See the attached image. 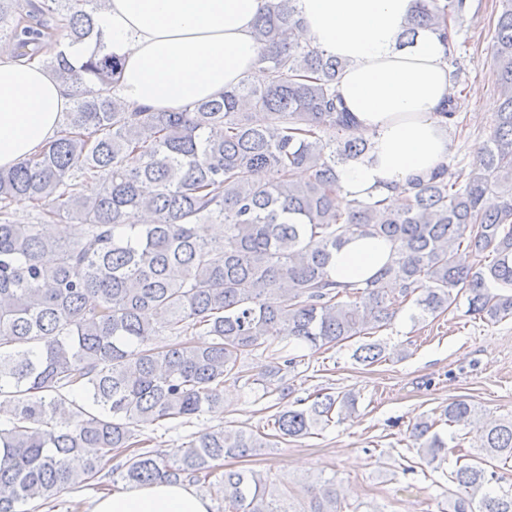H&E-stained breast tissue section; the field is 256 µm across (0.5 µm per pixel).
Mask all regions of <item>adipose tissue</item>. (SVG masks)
<instances>
[{
    "label": "adipose tissue",
    "instance_id": "ef3b65f1",
    "mask_svg": "<svg viewBox=\"0 0 512 512\" xmlns=\"http://www.w3.org/2000/svg\"><path fill=\"white\" fill-rule=\"evenodd\" d=\"M268 0H109L97 16L123 67L116 92L128 105L170 110L223 94L257 73L254 22ZM302 36L346 61L338 91L371 137L368 156L337 169L340 203L386 200L414 176L448 157V130L438 116L448 92V47L420 32L412 45L398 36L415 0H298ZM70 90L39 60L18 58L0 43V169L11 168L55 138ZM391 244L356 237L333 253L328 269L340 284L375 276ZM186 483L156 482L97 498L91 512H210Z\"/></svg>",
    "mask_w": 512,
    "mask_h": 512
}]
</instances>
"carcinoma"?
<instances>
[{
	"label": "carcinoma",
	"mask_w": 512,
	"mask_h": 512,
	"mask_svg": "<svg viewBox=\"0 0 512 512\" xmlns=\"http://www.w3.org/2000/svg\"><path fill=\"white\" fill-rule=\"evenodd\" d=\"M109 0H0V32L73 89L54 140L0 170V512L53 509L60 494L106 470L134 485L204 483L226 457L265 436L219 426L167 457L141 427L224 413V381L262 348L264 394L290 395L292 345L329 350L385 329L407 303L417 319L465 302L489 321L512 318V0H502L493 59L499 111L477 170L444 161L401 187L404 205L336 204V169L366 155L367 137L336 90L345 63L295 37L297 0H270L255 21L263 78L181 109H131L111 92L122 59L97 26ZM469 0H417L400 34L436 33L455 53ZM65 31L88 53L47 50ZM461 92L438 115L457 125ZM274 171L275 181L258 177ZM100 183L94 197L82 183ZM87 225L71 240L65 220ZM55 224L50 235L43 225ZM358 236L392 244L387 265L356 284L330 279L332 252ZM474 262H460L461 251ZM205 340H182L187 335ZM158 336L169 337L152 345ZM372 365L385 348L360 345ZM351 393L285 404L273 437L300 439L345 419ZM476 433L486 457L459 454L450 512H512L487 459L512 461V421L489 427L466 399L412 425L428 462L448 456L440 422ZM95 448L97 455L84 449ZM224 512H292L287 491L254 471L213 486ZM307 512H340L336 480L307 486Z\"/></svg>",
	"instance_id": "cac0c4a2"
}]
</instances>
